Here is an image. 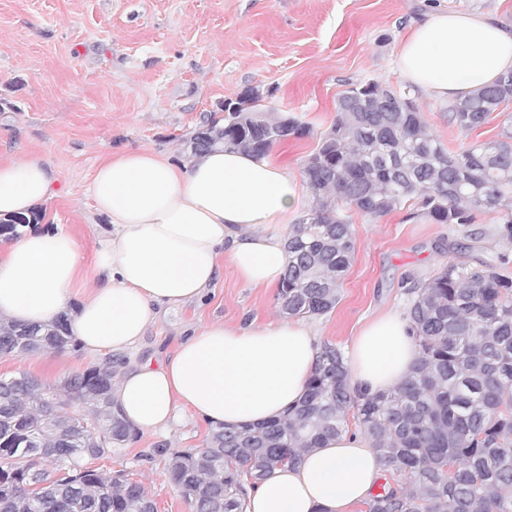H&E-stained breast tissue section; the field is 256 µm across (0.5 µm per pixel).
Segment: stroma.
I'll return each instance as SVG.
<instances>
[{"label":"stroma","mask_w":512,"mask_h":512,"mask_svg":"<svg viewBox=\"0 0 512 512\" xmlns=\"http://www.w3.org/2000/svg\"><path fill=\"white\" fill-rule=\"evenodd\" d=\"M439 10L489 16L512 29V0H0V158L27 154L52 164L56 194L42 205V222L70 227L88 257L106 228L86 198L100 160L145 150L189 162L185 141L202 119L256 87L274 114L290 113L310 129L271 150L298 184L292 215L300 217L312 205L303 164L334 122L338 98L368 80L402 90L397 46L412 23ZM416 103L432 134L455 152L496 139L505 116L462 133L449 124L446 102L420 96ZM351 218L355 252L340 300L307 320L318 342L347 353L372 319L405 315L412 282L474 257L449 250L463 238L454 224L403 210L377 221ZM276 294L246 285L222 263L206 299L161 310L119 358L126 367L161 360L186 329L215 320L276 324ZM96 363L80 348L0 358V377L26 372L51 383ZM208 431L187 414L95 465L141 482L157 512H191L160 451L201 447Z\"/></svg>","instance_id":"1"}]
</instances>
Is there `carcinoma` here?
<instances>
[{
	"mask_svg": "<svg viewBox=\"0 0 512 512\" xmlns=\"http://www.w3.org/2000/svg\"><path fill=\"white\" fill-rule=\"evenodd\" d=\"M259 89L228 101L189 140L192 154L216 147L267 154L310 129L293 116L270 118ZM512 102V70L448 105V122L469 133ZM313 206L290 225L288 266L276 300L291 318L328 314L354 252L358 211L377 221L416 207L412 218L466 226L501 214L498 238L512 244V120L497 138L450 151L428 130L410 91L377 81L350 87L336 120L303 165ZM42 214L0 222V233L38 224ZM497 253L449 262L415 283L407 318L417 361L402 384L377 394L351 388L346 357L323 344L306 393L280 419L258 427L213 426L200 448H163L170 480L196 512H244L248 490L298 462L347 427L369 440L383 471L406 483L382 485L368 512H512V277ZM75 349L62 323L0 321V357ZM115 361L43 384L21 373L0 379V512H156L125 473L87 466L135 435L112 402Z\"/></svg>",
	"mask_w": 512,
	"mask_h": 512,
	"instance_id": "cac0c4a2",
	"label": "carcinoma"
}]
</instances>
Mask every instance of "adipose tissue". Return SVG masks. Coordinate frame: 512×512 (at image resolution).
I'll return each instance as SVG.
<instances>
[{"label": "adipose tissue", "instance_id": "obj_1", "mask_svg": "<svg viewBox=\"0 0 512 512\" xmlns=\"http://www.w3.org/2000/svg\"><path fill=\"white\" fill-rule=\"evenodd\" d=\"M397 67L412 91L462 99L512 70V31L490 17L435 12L410 26ZM56 183L42 159L0 161V218L30 214ZM296 189L268 155L215 149L186 164L139 150L109 156L88 186L109 224L92 273L66 225L0 241V319L45 325L63 317L82 347L111 354L146 336L158 309L202 298L221 260L250 287H279L285 239L266 228L287 223ZM317 352L298 320L215 321L185 336L168 360L121 370L112 398L140 432L167 429L185 412L228 429L258 426L299 403ZM415 361L409 320L386 314L357 338L349 369L355 385L376 393L404 382ZM381 475L368 441L344 433L260 481L246 512H360Z\"/></svg>", "mask_w": 512, "mask_h": 512}]
</instances>
